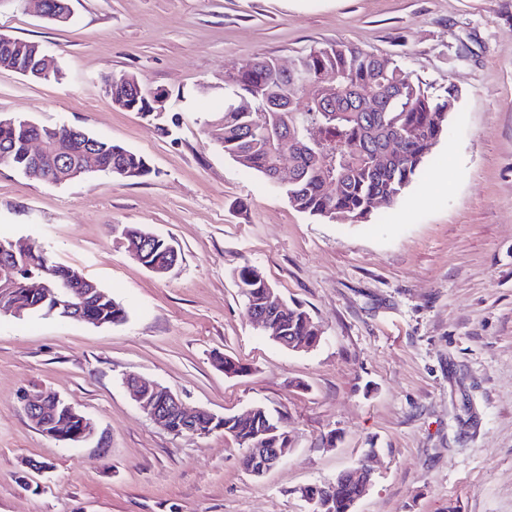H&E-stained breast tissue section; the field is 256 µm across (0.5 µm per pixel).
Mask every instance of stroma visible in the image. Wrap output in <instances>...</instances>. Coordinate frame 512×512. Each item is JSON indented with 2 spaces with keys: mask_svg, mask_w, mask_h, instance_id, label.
<instances>
[{
  "mask_svg": "<svg viewBox=\"0 0 512 512\" xmlns=\"http://www.w3.org/2000/svg\"><path fill=\"white\" fill-rule=\"evenodd\" d=\"M57 27L0 0V32L63 72L0 69V115L67 124L144 155L154 173L63 185L0 165V237L26 238L111 292L119 325L0 315V512H305L299 487L377 449L356 512H512V0H70ZM350 42L436 94L448 134L397 208L363 223L293 209L224 153V68ZM168 93L157 122L113 108L109 75ZM172 239L159 276L119 229ZM252 264L324 331L293 352L250 319ZM226 356L246 367L226 376ZM136 373L216 415L261 404L291 451L254 477L223 432L174 435L124 384ZM53 393L104 444L68 448L29 420Z\"/></svg>",
  "mask_w": 512,
  "mask_h": 512,
  "instance_id": "stroma-1",
  "label": "stroma"
}]
</instances>
